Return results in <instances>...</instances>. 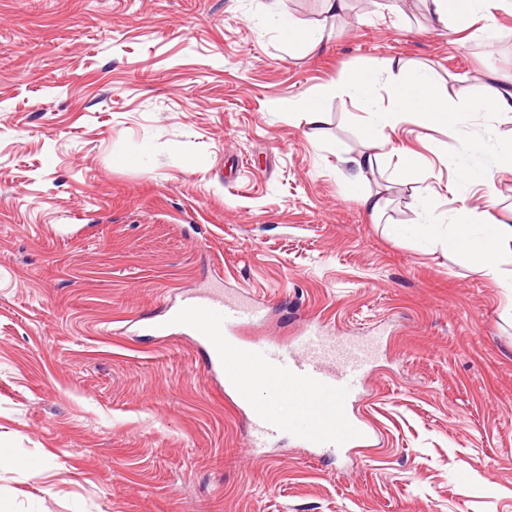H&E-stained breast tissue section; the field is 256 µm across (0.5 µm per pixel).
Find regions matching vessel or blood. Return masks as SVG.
<instances>
[{
  "label": "vessel or blood",
  "mask_w": 512,
  "mask_h": 512,
  "mask_svg": "<svg viewBox=\"0 0 512 512\" xmlns=\"http://www.w3.org/2000/svg\"><path fill=\"white\" fill-rule=\"evenodd\" d=\"M261 319L256 306L191 295L166 319L153 322L152 329L164 338L178 327L203 342L207 368L223 375L225 389L247 407L261 442L285 431L304 447L339 454L369 442L368 428L351 410L363 394L365 372L376 356L373 343L329 336L313 324L289 346L241 340L240 327ZM259 390L264 398H256ZM279 398L295 407L288 418L271 410V401Z\"/></svg>",
  "instance_id": "1"
}]
</instances>
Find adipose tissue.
Segmentation results:
<instances>
[{"instance_id": "1", "label": "adipose tissue", "mask_w": 512, "mask_h": 512, "mask_svg": "<svg viewBox=\"0 0 512 512\" xmlns=\"http://www.w3.org/2000/svg\"><path fill=\"white\" fill-rule=\"evenodd\" d=\"M427 10L436 24L464 27L477 14L489 9L507 7L512 0H425ZM394 61L385 60L368 73L346 76L341 91L367 111L366 135L375 143H383L387 124L403 116L429 125L455 127L459 111L440 94L431 70L412 73L392 88L388 108H381L374 96L376 84L382 75L393 71ZM448 252L465 255L481 273L495 277L506 256H512V211L492 215L485 224H478L474 216L461 218L449 228L444 239Z\"/></svg>"}]
</instances>
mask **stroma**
Listing matches in <instances>:
<instances>
[{"label":"stroma","mask_w":512,"mask_h":512,"mask_svg":"<svg viewBox=\"0 0 512 512\" xmlns=\"http://www.w3.org/2000/svg\"><path fill=\"white\" fill-rule=\"evenodd\" d=\"M268 3L0 0V448L30 461L0 463V512H512V259L493 278L412 233L426 198L443 228L512 209V113L478 106L512 76V12L438 28L423 0H282L324 36L307 54ZM387 58L380 96L428 66L458 125L368 141L337 86ZM363 151L375 218L342 160ZM219 289L264 303L252 339L381 337L352 409L368 447H253L202 342L149 330ZM290 112H294L314 133L323 124L324 112L322 102L316 96H301L293 100L289 106Z\"/></svg>","instance_id":"35a3bbf8"}]
</instances>
